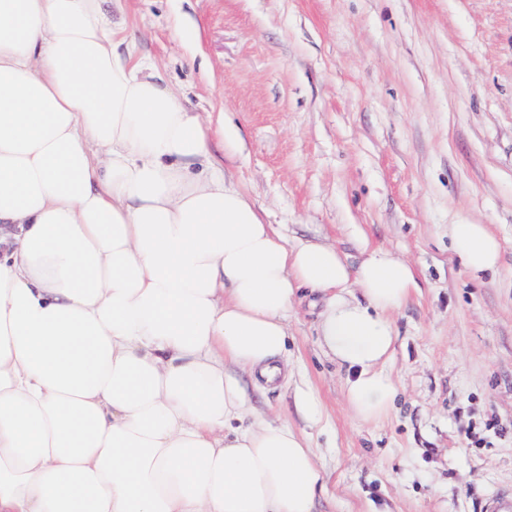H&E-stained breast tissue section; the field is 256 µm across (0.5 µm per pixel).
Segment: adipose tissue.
<instances>
[{
  "label": "adipose tissue",
  "mask_w": 512,
  "mask_h": 512,
  "mask_svg": "<svg viewBox=\"0 0 512 512\" xmlns=\"http://www.w3.org/2000/svg\"><path fill=\"white\" fill-rule=\"evenodd\" d=\"M106 0H0V512H315L306 432L253 412L298 300L352 416L386 418L413 267L288 244L205 125L117 51ZM472 274L484 224L448 227Z\"/></svg>",
  "instance_id": "obj_1"
}]
</instances>
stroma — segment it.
<instances>
[{
    "mask_svg": "<svg viewBox=\"0 0 512 512\" xmlns=\"http://www.w3.org/2000/svg\"><path fill=\"white\" fill-rule=\"evenodd\" d=\"M119 53L235 144L213 158L289 243L407 260L387 418L356 422L322 353L319 309L289 322L292 376L255 408L305 430L317 512H483L512 493V0H114ZM499 238L474 279L452 224ZM313 393L317 423L298 412Z\"/></svg>",
    "mask_w": 512,
    "mask_h": 512,
    "instance_id": "obj_1",
    "label": "stroma"
}]
</instances>
